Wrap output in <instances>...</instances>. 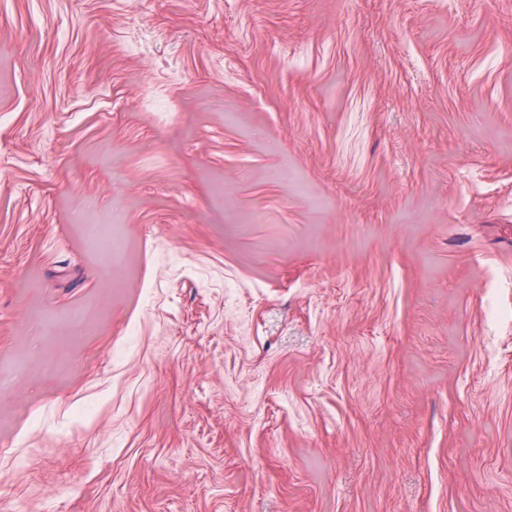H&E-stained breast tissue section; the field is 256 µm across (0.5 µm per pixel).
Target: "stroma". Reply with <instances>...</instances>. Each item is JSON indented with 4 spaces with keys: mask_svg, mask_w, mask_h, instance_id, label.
Here are the masks:
<instances>
[{
    "mask_svg": "<svg viewBox=\"0 0 512 512\" xmlns=\"http://www.w3.org/2000/svg\"><path fill=\"white\" fill-rule=\"evenodd\" d=\"M0 512H512V0H0Z\"/></svg>",
    "mask_w": 512,
    "mask_h": 512,
    "instance_id": "obj_1",
    "label": "stroma"
}]
</instances>
